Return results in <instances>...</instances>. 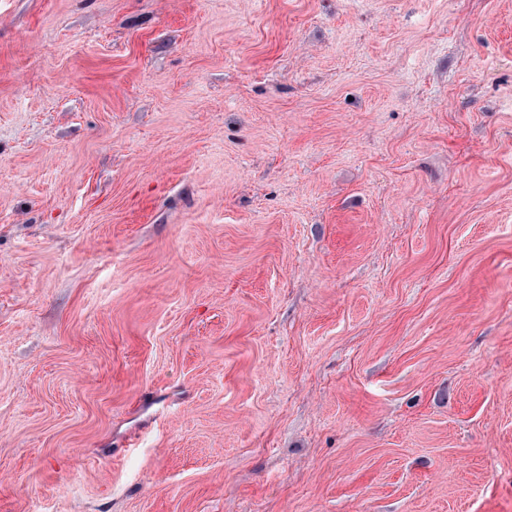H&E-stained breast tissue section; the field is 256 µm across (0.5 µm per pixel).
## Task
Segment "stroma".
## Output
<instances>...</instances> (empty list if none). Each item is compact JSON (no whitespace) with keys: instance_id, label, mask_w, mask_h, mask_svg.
Segmentation results:
<instances>
[{"instance_id":"1","label":"stroma","mask_w":512,"mask_h":512,"mask_svg":"<svg viewBox=\"0 0 512 512\" xmlns=\"http://www.w3.org/2000/svg\"><path fill=\"white\" fill-rule=\"evenodd\" d=\"M0 512H512V0H0Z\"/></svg>"}]
</instances>
